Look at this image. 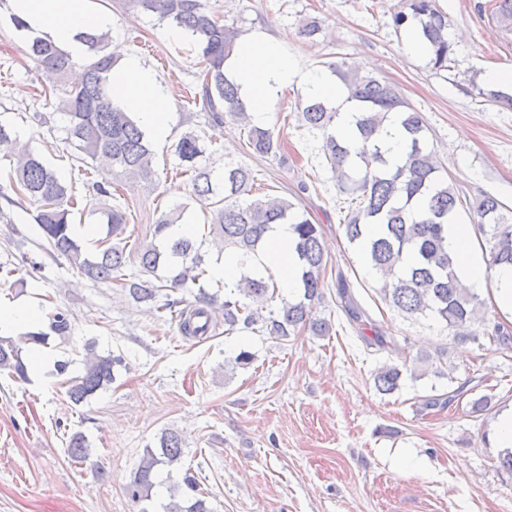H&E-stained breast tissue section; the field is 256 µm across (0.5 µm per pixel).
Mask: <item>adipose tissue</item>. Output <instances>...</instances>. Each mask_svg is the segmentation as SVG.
Segmentation results:
<instances>
[{"label":"adipose tissue","instance_id":"adipose-tissue-1","mask_svg":"<svg viewBox=\"0 0 512 512\" xmlns=\"http://www.w3.org/2000/svg\"><path fill=\"white\" fill-rule=\"evenodd\" d=\"M9 11L28 26V34L52 41L78 58L84 55L83 34L110 29L111 17L91 8L89 0H7ZM116 64L112 69V99L137 115L139 123L154 142H164L172 128L174 116L163 87L154 71L136 55L113 46ZM247 111L255 125H264L269 100L281 88L300 82L306 97L333 104L343 98L341 85L320 71L299 72L295 62L267 36L254 35L240 40L226 62ZM290 225L277 224L266 235L257 255L245 256L226 251L214 258L212 271L222 279L226 290H234L243 273L251 271L273 276L278 287L295 293L299 280L295 270V254ZM473 229L467 224H450L448 248L457 257L459 277L466 288L478 292L487 281H494V298L503 309L512 311V267H501L487 274L484 267L470 257Z\"/></svg>","mask_w":512,"mask_h":512}]
</instances>
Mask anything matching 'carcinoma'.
I'll return each mask as SVG.
<instances>
[{
  "label": "carcinoma",
  "mask_w": 512,
  "mask_h": 512,
  "mask_svg": "<svg viewBox=\"0 0 512 512\" xmlns=\"http://www.w3.org/2000/svg\"><path fill=\"white\" fill-rule=\"evenodd\" d=\"M407 10L399 11L394 25L413 24L431 55L433 67L445 70L455 55L448 40V18L434 0H406ZM128 5L167 21L183 30L197 48L203 64L202 102L219 124L225 118L244 126L247 144L258 156L277 154L284 146L274 133L250 124L239 86L224 69L235 49L239 32L213 19L207 0H128ZM492 16L505 33H512V0H496ZM109 33L83 36L87 56L75 60L57 46L39 37L29 39V56L41 75L39 96L61 114L66 122L67 140L77 151V161L89 165L101 158L108 162L102 180L93 183L102 198L100 213L106 224L96 252L90 253L71 233L72 216L77 208L73 186L63 182L42 157L20 142L0 124V152L13 160L9 187L18 196L39 203L37 223L45 239V249L64 257L71 267L92 281L114 283L136 303L153 302L164 290L196 285L207 274L196 242L189 237L173 238L171 226L181 222L187 206L180 205L161 213L156 221L155 241L137 248L139 273L126 274L130 261L126 256L124 234L127 216L121 206L112 203L118 182L127 179L153 184L154 153L139 123L130 113L112 101L110 76L115 60L105 52ZM76 66L84 76L77 85L67 84V75ZM336 79L348 90L346 102L356 128V138L346 143L336 138L340 107L322 100L300 98L298 107L304 125L319 133L321 152L336 173L340 191L355 207L348 210L343 225L346 238L353 244L364 243L371 267L379 275L378 294L390 307L410 316L422 315L445 323L459 336H473L483 326L481 303L459 282L455 262L448 252L445 231L457 220L461 210L477 217L476 236L482 250L488 252L489 267L512 266V216L498 198L484 195L472 202L458 187L441 175L442 166L427 144L425 119L388 81L366 74L356 65L331 64ZM474 89L485 100L512 107V88L485 90L476 79ZM395 114L406 139L405 159L395 164L379 138L384 121ZM371 159L381 165V175L373 180L360 172L359 161L368 148ZM206 151L204 140L196 134L181 137L175 153L190 173L189 197L209 209L210 231L224 245L245 256L258 253L264 233L273 224L292 226L294 251L298 259L303 290L296 302L281 301L277 309L267 306L277 297L274 282L263 276L245 274L236 294L219 300L216 293L199 290L196 304L178 312L179 327L189 338L203 339L216 331L213 314L222 312L224 331L259 330L281 340L307 328L315 336H327L332 325L315 317L314 304L321 299V276L325 268V250L318 225L309 213L299 212L291 201L278 196L243 200L252 191L254 176L241 165H224L214 178L212 171L198 165ZM372 224L380 227L374 237L367 232ZM345 311L354 323L362 322L363 312L354 305L346 286H341ZM268 315H263V310ZM122 358L101 355L87 347L84 373L64 381L66 394L75 405L86 402L114 380V367ZM0 370L26 373L16 344L0 337ZM402 369L384 365L376 373L374 384L383 394L398 390ZM67 452L75 461L88 457L85 436L74 433L68 439ZM183 439L165 431L156 450L146 449L132 480L126 486L128 496L140 504L139 512H210L196 479L183 482L188 489L181 498L156 505L151 496L158 467L181 462Z\"/></svg>",
  "instance_id": "carcinoma-1"
}]
</instances>
